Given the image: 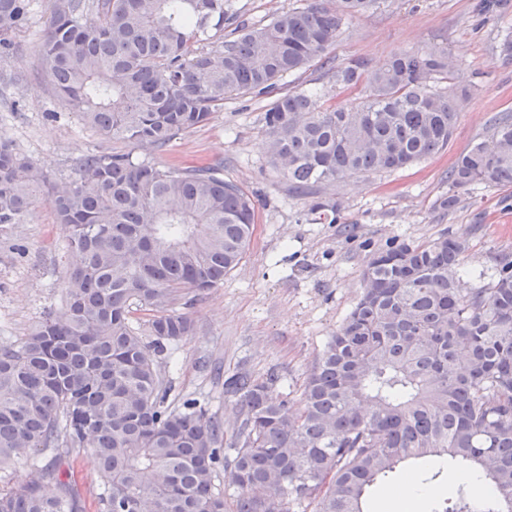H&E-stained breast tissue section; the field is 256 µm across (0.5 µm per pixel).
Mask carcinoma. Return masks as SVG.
I'll return each instance as SVG.
<instances>
[{"label":"carcinoma","mask_w":512,"mask_h":512,"mask_svg":"<svg viewBox=\"0 0 512 512\" xmlns=\"http://www.w3.org/2000/svg\"><path fill=\"white\" fill-rule=\"evenodd\" d=\"M377 2L306 0L256 26L224 0H49L40 53L56 95L146 155L90 154L58 184L0 141V235L28 223L43 195L77 256L63 310L0 345V463L34 470L0 488V512H84L72 468L85 448L99 512H226L225 483L238 490L236 512H366L373 486L434 458L464 466L466 479L431 512H512V260L464 294L465 246L451 236L375 252L299 403L277 393L274 372L225 380L239 419L227 464L223 418L175 395L161 370L194 332L190 294L241 262L255 204L218 165L161 168L151 156L208 122L225 97L277 93L315 62L352 93L325 108L317 92L278 93L264 113L270 159L302 193L448 146L468 90L443 86L446 50L371 70L329 56L344 17ZM32 14L33 0H0V53ZM476 183L512 184L511 113L449 170L442 206ZM134 305L153 312L141 326ZM471 476L486 496H473Z\"/></svg>","instance_id":"obj_1"}]
</instances>
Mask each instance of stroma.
Segmentation results:
<instances>
[{
	"label": "stroma",
	"instance_id": "obj_1",
	"mask_svg": "<svg viewBox=\"0 0 512 512\" xmlns=\"http://www.w3.org/2000/svg\"><path fill=\"white\" fill-rule=\"evenodd\" d=\"M16 33L15 53L0 54V139L34 161L54 181L74 178L90 153L128 151L57 100L39 47L49 20L48 0ZM512 0L485 8L484 0H381L369 13L343 22L330 51L336 64H370L406 51L444 48L457 85L470 95L448 146L411 167L323 184L300 195L267 154L262 121L272 98L225 99L213 119L175 139L154 158L167 167L201 160L224 169L225 181L252 193L256 220L240 265L223 283L194 297L188 312L195 332L163 371L175 392L204 396L224 420V442L238 428L235 402L224 381L235 373L261 379L277 373L282 390L300 399L306 377L353 310L372 251L391 240L422 243L450 234L466 244L463 289L474 270L493 274L512 256V186L477 185L455 209L440 200L448 171L500 113H512ZM328 211L312 212L315 201ZM73 261L66 234L48 200L28 223L0 237V345L20 340L64 305L63 282Z\"/></svg>",
	"mask_w": 512,
	"mask_h": 512
}]
</instances>
